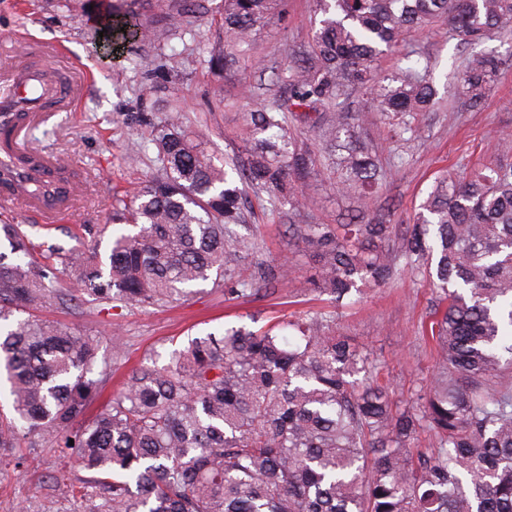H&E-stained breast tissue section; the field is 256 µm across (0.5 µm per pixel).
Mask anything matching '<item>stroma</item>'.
Returning <instances> with one entry per match:
<instances>
[{
    "instance_id": "stroma-1",
    "label": "stroma",
    "mask_w": 512,
    "mask_h": 512,
    "mask_svg": "<svg viewBox=\"0 0 512 512\" xmlns=\"http://www.w3.org/2000/svg\"><path fill=\"white\" fill-rule=\"evenodd\" d=\"M314 21L312 0H288L285 13L269 20L246 54L225 66L219 83L205 65L211 39L198 38L193 54L184 55V77L168 84L167 93L181 99L190 122L205 125L210 154L220 159L242 156L250 112L273 99H287V84L271 85V72L287 55L308 45ZM26 37L37 40L43 62L59 82L69 83L76 68L89 75L73 110L33 122L28 138L29 145L40 152L71 160L81 185L78 215L73 220L52 211L34 215L24 200L0 198V224L34 226L39 241L48 245L107 251V238L86 233L77 240L73 233L83 224L106 223L113 196L132 194L144 176L154 172V154L143 147L148 132L131 129L130 124L143 112L161 118L163 97L141 95L142 84L159 81L160 75L131 67L137 43L106 45L95 38L92 23L77 0H0V71L20 61ZM405 43L428 57L434 66V81L441 88L452 82L468 53L449 38L441 24L408 32ZM481 48L496 52L503 61L502 75L489 89L483 108L470 112L459 102L440 101L417 118L420 132L411 139L392 140L387 126L370 111L361 93H353L345 101V111L358 117L361 138L388 171L385 183L373 196L341 191L324 168L317 131L299 130L298 141L313 161V171L302 185L303 204L293 210L267 193L247 190L245 222L239 228L240 233H254L262 240L259 249L241 257V274L251 273L271 255L287 260L292 267L291 276L270 290L228 301L223 288L209 281L197 285L188 299L163 309L96 311L57 305L45 311V318L75 325L98 337L96 368L109 370L104 386L109 393L132 367L155 357L167 362L173 349L193 337L232 326L255 330L270 319L286 320L319 308L333 315L336 332L381 360L379 377L390 385L396 399H408L414 390L429 383L434 371L429 348L421 340L423 329L434 318L435 293L428 281L408 268L393 284L363 287L356 303L337 306L314 300L307 290L312 254L289 234L288 227L336 224L345 215L360 211L405 228L437 174L472 166L480 156L493 153L500 137L512 135V32L484 40ZM218 95L224 98L220 107L214 103ZM131 154L140 156L139 166L126 165ZM58 455L56 447L46 444L28 451L25 467L0 468V512H43L52 479L63 476L76 482L85 478V471L78 468L61 469Z\"/></svg>"
}]
</instances>
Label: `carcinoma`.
<instances>
[{
    "mask_svg": "<svg viewBox=\"0 0 512 512\" xmlns=\"http://www.w3.org/2000/svg\"><path fill=\"white\" fill-rule=\"evenodd\" d=\"M211 0H107L99 27L110 43L132 38L151 50L172 38L196 40ZM282 0H222L217 47L207 67L249 44ZM320 15L310 49L287 64L288 102L250 113L247 158L238 177L202 148L177 99L151 126L159 168L112 208L105 258L44 246L20 224H0V363L12 412L0 413V450L51 443L72 448L89 473L82 485L56 483L84 512H512V139L494 158L435 181L416 222L290 224L313 254L310 292L341 304L360 286L403 272L429 279L441 317L430 323L436 372L408 404L378 381L380 366L330 314H299L283 325L230 327L190 339L166 366L141 365L98 414L104 378L90 377L98 342L75 326L33 313L78 308L166 307L191 287L225 283L233 300L258 292L232 275L255 239L242 221L241 184L292 208L312 163L286 113L316 124L345 191L370 193L382 174L342 112L353 90L369 96L395 137L418 133L415 117L438 96L428 60L413 58L404 34L435 23L462 44L512 29V0H315ZM397 56L393 72L374 64ZM501 59L475 52L448 87L480 110L500 78ZM68 164L54 171L23 154L0 165V186L64 201L76 188ZM74 288L55 287L58 269ZM287 273L277 259L253 280ZM432 433L429 448L418 434ZM74 444H69V441Z\"/></svg>",
    "mask_w": 512,
    "mask_h": 512,
    "instance_id": "cac0c4a2",
    "label": "carcinoma"
}]
</instances>
